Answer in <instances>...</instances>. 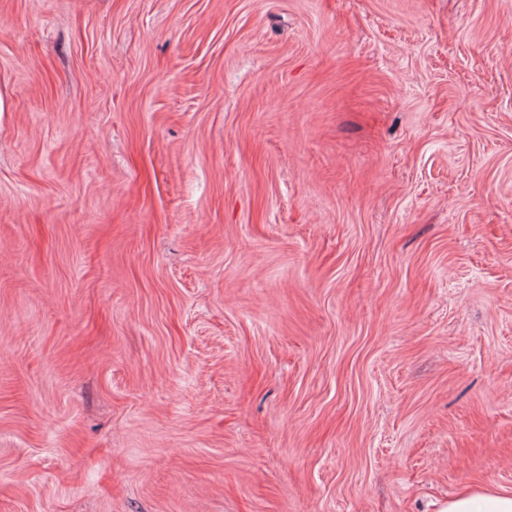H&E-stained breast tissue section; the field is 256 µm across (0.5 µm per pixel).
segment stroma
<instances>
[{"label": "stroma", "mask_w": 512, "mask_h": 512, "mask_svg": "<svg viewBox=\"0 0 512 512\" xmlns=\"http://www.w3.org/2000/svg\"><path fill=\"white\" fill-rule=\"evenodd\" d=\"M512 490V0H0V512Z\"/></svg>", "instance_id": "1"}]
</instances>
